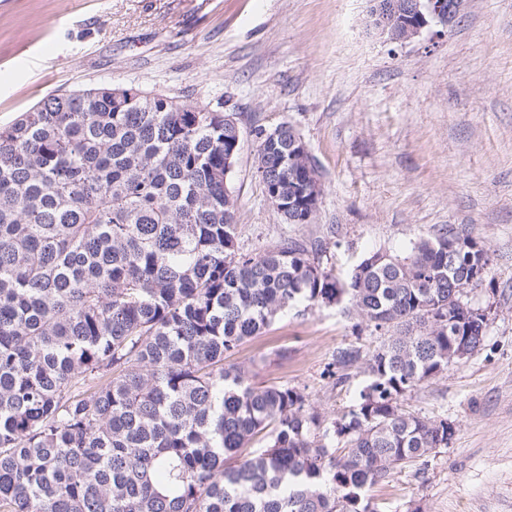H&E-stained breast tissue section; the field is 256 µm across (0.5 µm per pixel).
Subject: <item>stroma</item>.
<instances>
[{
  "label": "stroma",
  "mask_w": 512,
  "mask_h": 512,
  "mask_svg": "<svg viewBox=\"0 0 512 512\" xmlns=\"http://www.w3.org/2000/svg\"><path fill=\"white\" fill-rule=\"evenodd\" d=\"M369 0H0V125L44 97L120 84L235 114L229 187L236 243L260 254L296 237L347 279L369 252L453 229L488 249L465 290L486 310L480 350L401 398L454 427L447 447L370 494L388 512H512V0H465L450 25L390 42ZM287 122L323 194L295 226L256 173L255 131ZM339 307L295 308L231 361L249 382L303 391L326 421L358 402L363 364L334 365L379 333ZM287 357H279V349Z\"/></svg>",
  "instance_id": "obj_1"
}]
</instances>
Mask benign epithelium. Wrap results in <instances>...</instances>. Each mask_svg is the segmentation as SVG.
<instances>
[{
  "label": "benign epithelium",
  "mask_w": 512,
  "mask_h": 512,
  "mask_svg": "<svg viewBox=\"0 0 512 512\" xmlns=\"http://www.w3.org/2000/svg\"><path fill=\"white\" fill-rule=\"evenodd\" d=\"M465 0H371V25L388 40L406 43L434 25L446 26L460 15Z\"/></svg>",
  "instance_id": "1"
}]
</instances>
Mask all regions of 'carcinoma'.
Returning <instances> with one entry per match:
<instances>
[{"instance_id":"1","label":"carcinoma","mask_w":512,"mask_h":512,"mask_svg":"<svg viewBox=\"0 0 512 512\" xmlns=\"http://www.w3.org/2000/svg\"><path fill=\"white\" fill-rule=\"evenodd\" d=\"M227 118L110 86L0 125V512H384L368 489L448 447V421L400 399L461 364L455 333L483 345L454 287L485 278V247L447 230L345 281L304 239L243 253ZM281 126L256 130V169L310 224L308 158ZM342 304L388 339L339 352L368 383L335 421L224 365L288 309Z\"/></svg>"}]
</instances>
